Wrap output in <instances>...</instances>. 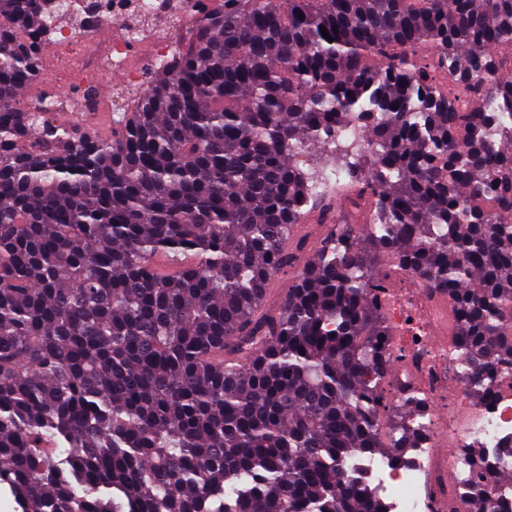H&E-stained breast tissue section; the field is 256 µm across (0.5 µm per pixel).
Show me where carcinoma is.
I'll return each mask as SVG.
<instances>
[{
  "instance_id": "obj_1",
  "label": "carcinoma",
  "mask_w": 512,
  "mask_h": 512,
  "mask_svg": "<svg viewBox=\"0 0 512 512\" xmlns=\"http://www.w3.org/2000/svg\"><path fill=\"white\" fill-rule=\"evenodd\" d=\"M194 2L101 133L18 101L99 0H0V484L24 512H385L348 463L423 426L384 394L380 276L448 301L466 394L512 372V0ZM470 455L485 512L512 472Z\"/></svg>"
}]
</instances>
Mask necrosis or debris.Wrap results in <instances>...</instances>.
<instances>
[{
	"label": "necrosis or debris",
	"mask_w": 512,
	"mask_h": 512,
	"mask_svg": "<svg viewBox=\"0 0 512 512\" xmlns=\"http://www.w3.org/2000/svg\"><path fill=\"white\" fill-rule=\"evenodd\" d=\"M174 39L159 37L150 43L95 40L84 33L57 32L46 52L48 66L58 84L68 93L83 96L86 112L110 108L105 66L123 70L126 81L145 85L147 69L156 59L175 49ZM410 317L417 333L393 336L398 351L396 369L386 386L390 400H398L406 384H413L426 407L420 418L426 436L418 447L408 449L403 462L363 455L352 468L372 485L386 512H460L465 481L472 470L469 449H481L497 469L512 470V375L498 382L477 408H470L461 390L451 386L454 364L448 351L431 345L428 329L435 323V310L424 289L411 292ZM457 449L449 461L442 444Z\"/></svg>",
	"instance_id": "4bbe7bcc"
}]
</instances>
